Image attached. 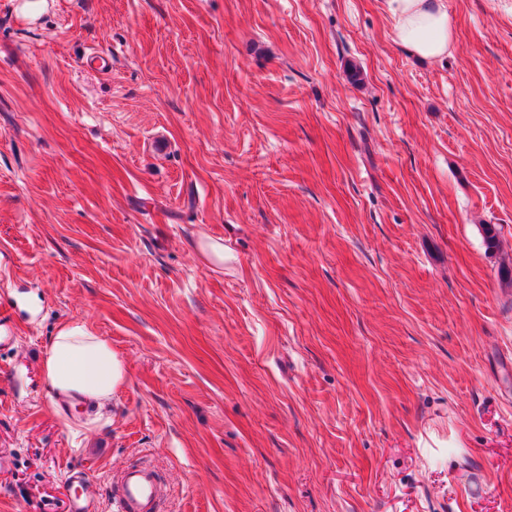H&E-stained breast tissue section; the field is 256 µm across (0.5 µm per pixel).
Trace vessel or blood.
<instances>
[{
    "label": "vessel or blood",
    "mask_w": 512,
    "mask_h": 512,
    "mask_svg": "<svg viewBox=\"0 0 512 512\" xmlns=\"http://www.w3.org/2000/svg\"><path fill=\"white\" fill-rule=\"evenodd\" d=\"M83 486L82 471H72L67 484L69 512H94ZM165 497V481L149 461L131 463L113 476V512H160Z\"/></svg>",
    "instance_id": "1"
}]
</instances>
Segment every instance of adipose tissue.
I'll list each match as a JSON object with an SVG mask.
<instances>
[{
  "label": "adipose tissue",
  "instance_id": "obj_1",
  "mask_svg": "<svg viewBox=\"0 0 512 512\" xmlns=\"http://www.w3.org/2000/svg\"><path fill=\"white\" fill-rule=\"evenodd\" d=\"M391 40L420 59L447 56L454 27L446 0H385ZM48 386L64 396L109 401L119 386L120 365L111 343L72 323L51 337L43 359Z\"/></svg>",
  "mask_w": 512,
  "mask_h": 512
}]
</instances>
